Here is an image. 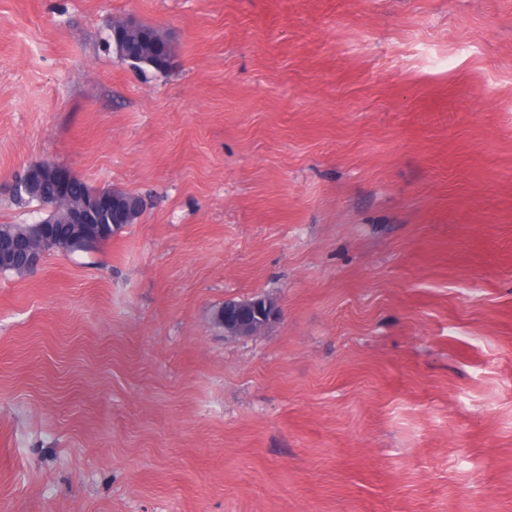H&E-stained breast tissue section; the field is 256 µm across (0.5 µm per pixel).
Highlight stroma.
I'll list each match as a JSON object with an SVG mask.
<instances>
[{
  "mask_svg": "<svg viewBox=\"0 0 512 512\" xmlns=\"http://www.w3.org/2000/svg\"><path fill=\"white\" fill-rule=\"evenodd\" d=\"M35 160L145 207L0 274V512H512V0H0ZM123 42L115 43L112 40V32L107 29L106 35L103 40L104 49L112 52L119 59L123 60L124 51L134 45L147 43L149 40L166 38L165 34L154 28L139 25L138 28H131L128 30V35L125 36ZM124 61V60H123ZM214 325L225 332L226 336H254L263 332L266 323L260 324L251 319L247 306H235L225 303L213 314Z\"/></svg>",
  "mask_w": 512,
  "mask_h": 512,
  "instance_id": "obj_1",
  "label": "stroma"
}]
</instances>
